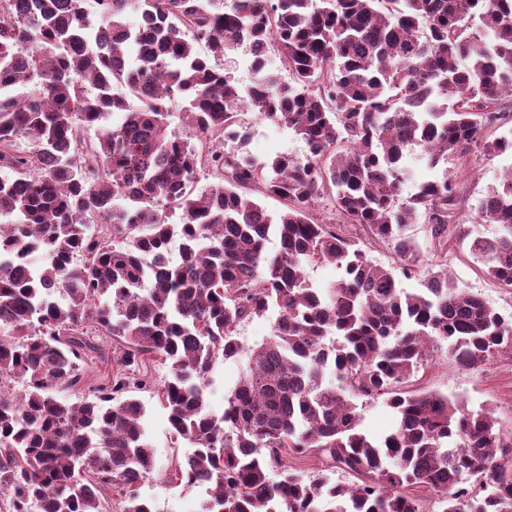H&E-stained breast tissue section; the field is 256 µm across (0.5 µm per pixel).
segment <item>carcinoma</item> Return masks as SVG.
I'll use <instances>...</instances> for the list:
<instances>
[{"instance_id":"carcinoma-1","label":"carcinoma","mask_w":512,"mask_h":512,"mask_svg":"<svg viewBox=\"0 0 512 512\" xmlns=\"http://www.w3.org/2000/svg\"><path fill=\"white\" fill-rule=\"evenodd\" d=\"M87 2L0 0L10 512H110L112 486L129 490L123 512H152L130 492L155 469L133 395L149 355L169 364L168 423L194 447L175 480L203 491L201 512H421L411 486L442 512H512V432L494 410L409 388L440 341L462 369L512 347V319L460 287L443 257L415 292L398 278L419 274L406 225L422 219L440 242L468 237L448 173L401 197L406 155L430 168L473 147L512 157V132L483 136L512 98V0H102L95 14ZM242 54L254 75L245 90L214 64ZM177 99L195 144L168 131ZM248 112L288 126L303 155L253 158ZM256 192L286 209L267 212ZM327 197L337 230L314 217ZM477 213L500 231L471 252L512 287L511 165ZM350 226L393 245L399 267L374 264ZM314 263L335 265L336 284L313 287ZM271 310L270 339L243 349L239 326ZM87 324L122 348L92 398L70 403L58 393L101 356ZM237 356L242 377L217 415L210 373ZM357 398L395 413L383 440L362 428ZM287 448L358 482L307 480L283 462ZM465 474L486 475L490 490L461 487Z\"/></svg>"}]
</instances>
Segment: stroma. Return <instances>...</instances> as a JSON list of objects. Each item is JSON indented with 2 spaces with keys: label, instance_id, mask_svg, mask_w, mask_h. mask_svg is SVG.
<instances>
[{
  "label": "stroma",
  "instance_id": "stroma-1",
  "mask_svg": "<svg viewBox=\"0 0 512 512\" xmlns=\"http://www.w3.org/2000/svg\"><path fill=\"white\" fill-rule=\"evenodd\" d=\"M246 149L261 161L279 154L300 156L304 153L302 141L287 126L256 119L251 122ZM506 164V159H489L476 151L448 163L449 178L460 183L467 197L461 215L472 235L490 238L499 231L498 225L482 221L476 204L482 190L499 179ZM404 235L416 246L422 269H429L437 256H447L448 271L461 287L479 294L500 313L512 315V288L502 287L486 277L466 242L452 235L443 243H435L429 225L420 220L407 225ZM147 371L153 386L141 392L140 398L145 405V433L155 450L156 471L138 492L142 499L149 501L153 512H200L202 491L171 478L175 462L182 460L190 447L172 434L167 421L160 389L169 376V367L155 358L150 361ZM415 385L466 401L474 409L492 407L501 425L512 430L511 348L500 351L487 365L464 370L449 359L447 343H438L431 348L428 364L418 373Z\"/></svg>",
  "mask_w": 512,
  "mask_h": 512
}]
</instances>
